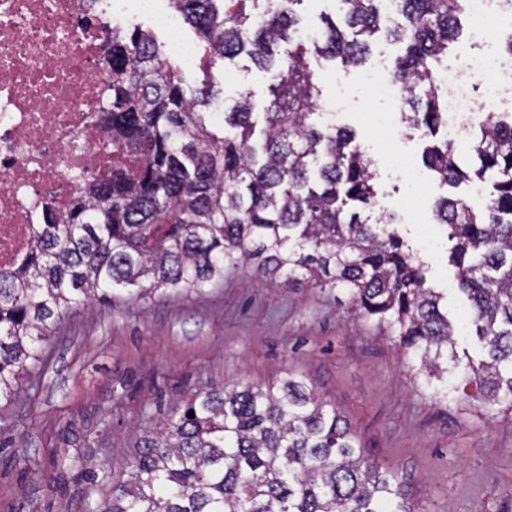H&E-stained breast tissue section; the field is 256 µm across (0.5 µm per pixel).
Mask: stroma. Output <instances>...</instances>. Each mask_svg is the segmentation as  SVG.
Returning <instances> with one entry per match:
<instances>
[{
    "instance_id": "stroma-1",
    "label": "stroma",
    "mask_w": 512,
    "mask_h": 512,
    "mask_svg": "<svg viewBox=\"0 0 512 512\" xmlns=\"http://www.w3.org/2000/svg\"><path fill=\"white\" fill-rule=\"evenodd\" d=\"M311 67L320 103L345 100V124L374 160L375 213L396 215L429 285L447 290L449 318H464L468 301L433 205L453 194L480 209L488 193L441 184L424 168L426 139L370 96L365 69ZM228 71L235 80H225ZM209 73L225 100L247 92L262 107L272 99V73L247 56L215 59ZM289 372L336 406L374 463L399 476L414 512H512V424L496 409L418 388L396 336L359 315L343 291L263 283L246 268L225 270L223 284L200 295L123 297L71 314L31 372L39 390L22 387L0 408V512H87L107 486H93L79 467L54 470L55 459L108 462L121 480L145 430L173 403L208 384L277 386Z\"/></svg>"
}]
</instances>
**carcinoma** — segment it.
I'll return each mask as SVG.
<instances>
[{"instance_id": "1", "label": "carcinoma", "mask_w": 512, "mask_h": 512, "mask_svg": "<svg viewBox=\"0 0 512 512\" xmlns=\"http://www.w3.org/2000/svg\"><path fill=\"white\" fill-rule=\"evenodd\" d=\"M205 47L207 61L247 55L276 69L264 112L249 93L209 129L203 111L220 90L212 75L185 84L164 46L137 28L112 30L100 64L107 98L94 119L112 151V173L86 171L65 210L47 203L22 260L0 269V404L11 403L57 329L86 305L128 295L191 296L247 267L261 281L320 283L348 292L360 314L398 336L412 379L439 398L472 383L482 407L512 421V119L492 109L469 131L480 166L469 174L442 122L437 81L472 18L470 0H339L345 28L322 20L298 34L303 0H171ZM404 44L391 75L402 122L434 139L423 161L456 186L485 181L475 211L461 197L436 202L454 241L450 261L483 359H460L441 292L405 249L395 217L369 223L377 195L355 130L320 127L308 54L366 63L376 35ZM288 44L281 53L279 45ZM194 417H188V413ZM112 506L89 512H413L395 475L372 463L336 408L305 380L279 388L206 386L171 406L141 438Z\"/></svg>"}]
</instances>
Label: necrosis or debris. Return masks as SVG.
<instances>
[{
  "label": "necrosis or debris",
  "instance_id": "obj_1",
  "mask_svg": "<svg viewBox=\"0 0 512 512\" xmlns=\"http://www.w3.org/2000/svg\"><path fill=\"white\" fill-rule=\"evenodd\" d=\"M86 0H0V268L14 266L34 235L40 206H63L88 168L112 156L93 115L106 84L99 60L122 27L128 0H106L88 23ZM478 52L439 76L442 125L468 132L484 109L512 95V56L495 32H512V0H472Z\"/></svg>",
  "mask_w": 512,
  "mask_h": 512
}]
</instances>
